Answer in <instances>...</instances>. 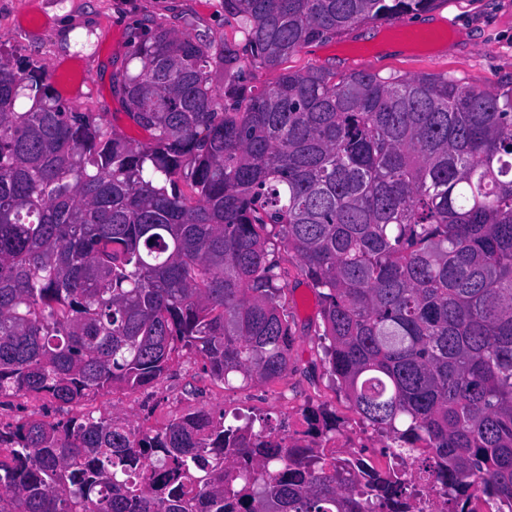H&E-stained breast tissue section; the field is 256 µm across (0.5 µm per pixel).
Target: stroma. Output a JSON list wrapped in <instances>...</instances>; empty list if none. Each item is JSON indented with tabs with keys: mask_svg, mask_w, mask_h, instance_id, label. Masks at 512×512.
Returning a JSON list of instances; mask_svg holds the SVG:
<instances>
[{
	"mask_svg": "<svg viewBox=\"0 0 512 512\" xmlns=\"http://www.w3.org/2000/svg\"><path fill=\"white\" fill-rule=\"evenodd\" d=\"M150 19L185 36L243 40L235 22L225 20L222 0H0V52L36 61L54 83L61 73L76 72L77 82L60 89L66 106L75 112L109 113L114 129L144 142L147 133L127 117L112 80L127 65L132 45ZM411 20L421 29L442 30V38L418 45L403 39L391 24L368 23L302 48L288 65L384 76L440 73L487 91L512 82V0H444L441 7ZM278 258L288 279L282 302L295 333L285 377L227 386L211 376L200 357L182 349L157 383L123 390L124 402L118 406L111 396L100 397L96 414L118 413L159 428L187 411L204 407L216 414L234 403L276 426L296 423L305 407L320 405L335 410L342 433L362 427L323 362L319 297L301 276L293 253L282 249ZM30 415L53 420L66 412L48 399H0L1 423Z\"/></svg>",
	"mask_w": 512,
	"mask_h": 512,
	"instance_id": "1",
	"label": "stroma"
}]
</instances>
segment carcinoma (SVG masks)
<instances>
[{
	"instance_id": "1",
	"label": "carcinoma",
	"mask_w": 512,
	"mask_h": 512,
	"mask_svg": "<svg viewBox=\"0 0 512 512\" xmlns=\"http://www.w3.org/2000/svg\"><path fill=\"white\" fill-rule=\"evenodd\" d=\"M435 2L223 0L241 45L152 21L112 82L146 142L0 56V397L81 406L157 382L180 346L224 383L283 378L273 242L318 291L327 371L361 418L437 460L455 512L472 477L512 503V84L285 66ZM256 68L277 76L252 89ZM303 419L336 438V414ZM246 420L0 424V512H377L399 491L356 499L335 461Z\"/></svg>"
}]
</instances>
